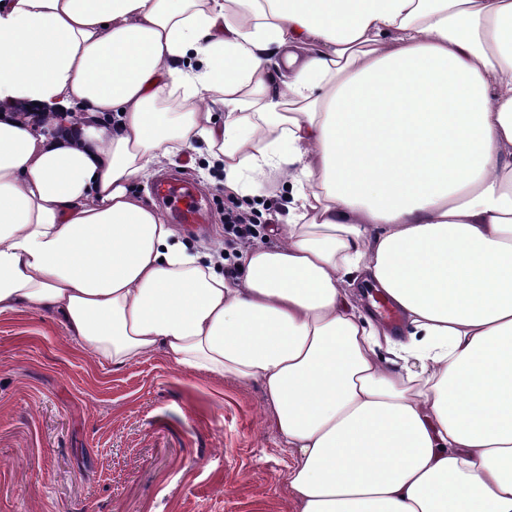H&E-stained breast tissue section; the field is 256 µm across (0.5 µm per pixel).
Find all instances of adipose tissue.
Listing matches in <instances>:
<instances>
[{
  "instance_id": "adipose-tissue-1",
  "label": "adipose tissue",
  "mask_w": 512,
  "mask_h": 512,
  "mask_svg": "<svg viewBox=\"0 0 512 512\" xmlns=\"http://www.w3.org/2000/svg\"><path fill=\"white\" fill-rule=\"evenodd\" d=\"M195 145L291 188L232 276L134 190ZM17 309L259 383L300 512H512V0H0Z\"/></svg>"
}]
</instances>
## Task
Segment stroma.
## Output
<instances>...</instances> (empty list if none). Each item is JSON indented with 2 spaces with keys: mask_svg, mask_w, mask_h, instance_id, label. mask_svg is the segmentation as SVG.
I'll return each instance as SVG.
<instances>
[{
  "mask_svg": "<svg viewBox=\"0 0 512 512\" xmlns=\"http://www.w3.org/2000/svg\"><path fill=\"white\" fill-rule=\"evenodd\" d=\"M185 175L210 213L186 241L223 235L239 198ZM289 200L272 179L251 201L258 243ZM65 336L50 313H0V512H299L259 384L160 355L115 367Z\"/></svg>",
  "mask_w": 512,
  "mask_h": 512,
  "instance_id": "1",
  "label": "stroma"
}]
</instances>
